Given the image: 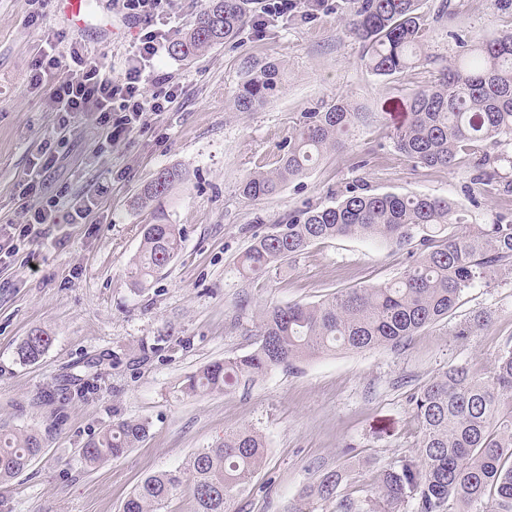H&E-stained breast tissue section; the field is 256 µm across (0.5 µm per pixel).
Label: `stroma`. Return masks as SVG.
Segmentation results:
<instances>
[{"instance_id": "1", "label": "stroma", "mask_w": 512, "mask_h": 512, "mask_svg": "<svg viewBox=\"0 0 512 512\" xmlns=\"http://www.w3.org/2000/svg\"><path fill=\"white\" fill-rule=\"evenodd\" d=\"M422 65L392 78L373 74L348 32L349 0H324L288 17H267L262 33L245 29L236 42L194 59L165 53L156 70L183 87L163 112L99 152L94 116L66 131L46 195L107 191L86 224H47L38 244L0 265V426L35 430L42 452L20 475L0 483V512H121L150 474L180 466L225 434L251 428L265 442V462L232 512H285L329 471L345 475L338 492L359 498L380 472L411 454L418 435L411 395L451 365L490 376L512 342V279L466 290L447 319L395 346L322 354L278 368L221 392L186 396L184 379L207 364L251 352L259 310L313 303L339 291L390 282L408 265L407 250L355 237L319 241L284 269L244 278L238 259L255 237L305 206H326L349 186L374 192L426 194L459 204L464 224H512V163L484 144L496 177L477 183L470 152L449 168L416 167L394 147L403 102L461 54V41L499 36L512 15L493 0H419ZM29 0H0V224L23 221L17 184L58 117L48 92L31 88L29 65L38 33L97 54L111 74L124 71L140 28L114 0H95L81 22L45 0L31 20ZM276 62L278 90L253 112L234 108L248 70ZM345 98L360 118L343 147L328 151L305 175L274 196L248 200L241 182L273 170L305 114ZM187 173L165 201L183 246L150 286L127 276L150 209L132 201L162 168ZM486 327L468 331L475 313ZM53 342L37 361H20L31 332ZM102 360L92 393L59 402L48 393ZM149 419L146 439L120 458L85 467L79 450L122 419Z\"/></svg>"}]
</instances>
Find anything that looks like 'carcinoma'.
Segmentation results:
<instances>
[{"mask_svg": "<svg viewBox=\"0 0 512 512\" xmlns=\"http://www.w3.org/2000/svg\"><path fill=\"white\" fill-rule=\"evenodd\" d=\"M350 34L361 42L366 66L378 76L402 74L417 66L422 37L419 0H352ZM249 0H209L197 23L172 42L171 53L189 59L234 40L252 25ZM460 59L438 71L430 85L405 104L406 119L395 128V148L409 161L448 168L469 146L493 142L512 147V32L473 43L460 41ZM280 66L268 63L247 73L234 107L252 112L279 87ZM360 118L338 99L307 114L271 171L251 173L241 183L248 199L277 194L303 176L323 153L347 138ZM187 179L168 166L146 183L135 204L153 208L154 223L142 228L138 254L127 274L141 288L179 254L183 234L169 223L162 201ZM458 205L421 194L375 193L359 185L334 204L307 207L253 239L239 258L246 278L270 274L317 241L357 237L399 249L416 245L412 261L392 282L342 291L317 303L270 305L259 312V342L250 353L215 361L188 376L187 396L222 392L233 379H255L278 367L336 349L364 350L397 345L421 328L448 317L465 290L512 277V224H485L448 233L460 223ZM52 337L36 331L23 341L19 357L35 362ZM419 423L416 451L381 472L371 494L340 498L343 473L330 471L305 497L336 501V512H512V347L499 353L491 376L479 378L462 366H449L411 395ZM145 420H120L81 448L91 468L121 457L148 435ZM36 431L0 429V482L21 474L40 454ZM265 442L245 428L199 448L184 466L147 476L128 496L122 512H161L182 488L196 512H229L263 464Z\"/></svg>", "mask_w": 512, "mask_h": 512, "instance_id": "1", "label": "carcinoma"}]
</instances>
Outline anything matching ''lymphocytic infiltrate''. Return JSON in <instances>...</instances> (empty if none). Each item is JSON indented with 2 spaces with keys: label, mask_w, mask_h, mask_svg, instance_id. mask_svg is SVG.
Masks as SVG:
<instances>
[{
  "label": "lymphocytic infiltrate",
  "mask_w": 512,
  "mask_h": 512,
  "mask_svg": "<svg viewBox=\"0 0 512 512\" xmlns=\"http://www.w3.org/2000/svg\"><path fill=\"white\" fill-rule=\"evenodd\" d=\"M121 2L140 27L123 73L116 77L107 73L99 58L81 44H70L67 52H60L49 37L43 40L30 72L31 86L49 87L48 101L59 116V131H66L78 115L92 113L106 146L118 135L145 126L180 88L171 74L156 73L154 67L155 59L168 50L177 35L176 29L165 25L176 0ZM151 79L158 83L159 92L146 93L145 84ZM56 161L52 144H45L34 176L21 188L25 223L0 225V263L15 257L22 241L40 238L42 225L83 224L96 209L99 196L95 193L42 195L41 181Z\"/></svg>",
  "instance_id": "lymphocytic-infiltrate-1"
}]
</instances>
